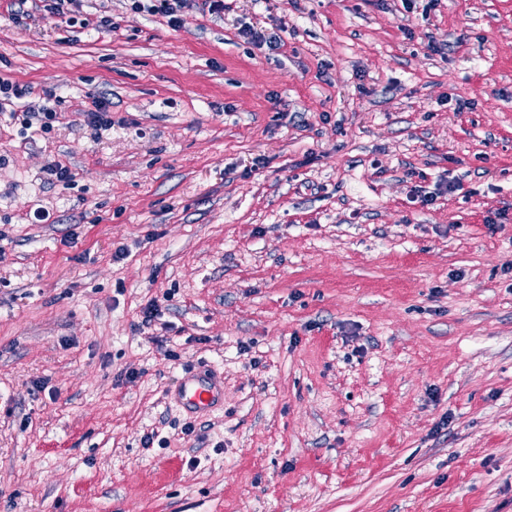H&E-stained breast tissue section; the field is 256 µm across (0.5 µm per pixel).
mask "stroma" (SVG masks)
Listing matches in <instances>:
<instances>
[{
	"mask_svg": "<svg viewBox=\"0 0 512 512\" xmlns=\"http://www.w3.org/2000/svg\"><path fill=\"white\" fill-rule=\"evenodd\" d=\"M426 3L0 0V512H512V0ZM135 9H147L149 12L160 14L167 18V24L174 28L184 25L182 9L185 7V0H133ZM144 2H157L145 4ZM262 28L258 27L257 24L245 25L240 28V35L256 45H266L271 50L278 49L281 42L280 37L267 34ZM110 105L105 99H94L92 108L86 112L87 123L94 130H107L112 127ZM40 110L42 112H40ZM19 114V112L11 111L10 117L12 120H19L21 127L24 130L31 128L33 125L32 120L39 117L40 114H43V118L45 119V121L40 124V130L44 133H48L53 129V122L63 123L61 122V120H63L61 112L53 111L47 107L45 108L44 106L37 109V112L35 111V108L29 106L27 109L22 111L21 115ZM174 399L193 419H198L224 406V379L210 370L189 371Z\"/></svg>",
	"mask_w": 512,
	"mask_h": 512,
	"instance_id": "1",
	"label": "stroma"
}]
</instances>
